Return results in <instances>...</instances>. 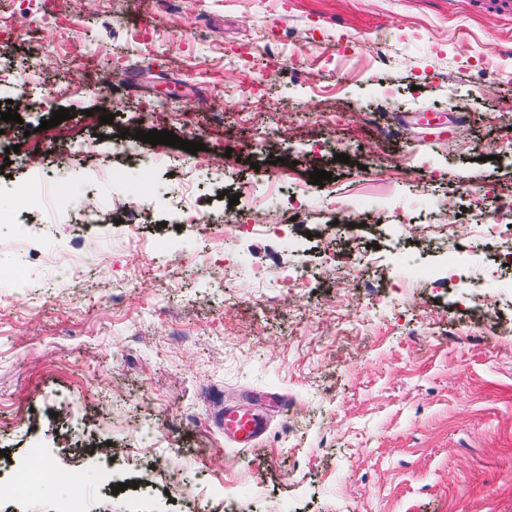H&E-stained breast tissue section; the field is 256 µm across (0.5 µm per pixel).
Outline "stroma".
<instances>
[{
  "instance_id": "stroma-1",
  "label": "stroma",
  "mask_w": 512,
  "mask_h": 512,
  "mask_svg": "<svg viewBox=\"0 0 512 512\" xmlns=\"http://www.w3.org/2000/svg\"><path fill=\"white\" fill-rule=\"evenodd\" d=\"M499 45L512 14L487 0H0V111L29 100L11 128L51 149L53 204L25 212L15 189L32 172L0 143V238L27 242L0 251V512H52L60 489L19 467L36 441L43 466L87 471V512H220L228 488L237 512H512V335L483 318L512 323V275L486 280L495 229L459 193L512 195ZM62 107L76 117L41 129ZM154 110L233 161L190 186L181 149L126 166L148 146L120 156L116 136L135 113L152 130ZM272 128L303 205L283 212L287 238L221 240L209 215L268 166L253 145ZM317 168L331 180L314 185ZM123 189L142 190L152 223L102 220L98 202ZM428 210L456 213L463 278L448 275L447 239L420 233ZM136 234L166 247L179 279L131 251ZM357 249L375 262L350 285L281 283L300 265L349 267ZM213 250L231 264L220 282ZM69 257L82 278L36 292ZM228 405L266 414L257 447L225 444ZM107 459L125 491L100 477Z\"/></svg>"
}]
</instances>
